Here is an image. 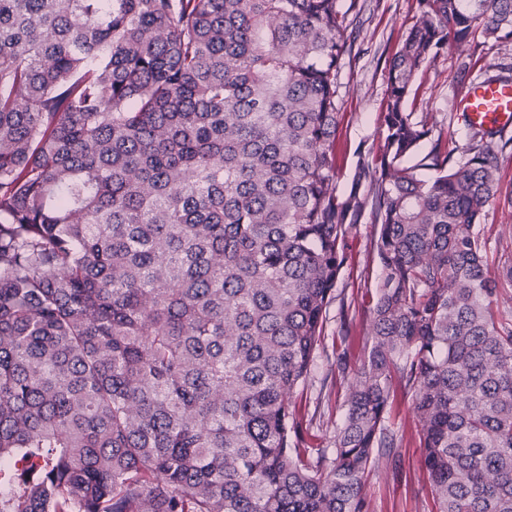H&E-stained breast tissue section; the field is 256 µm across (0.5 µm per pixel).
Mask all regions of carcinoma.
Returning <instances> with one entry per match:
<instances>
[{
  "mask_svg": "<svg viewBox=\"0 0 512 512\" xmlns=\"http://www.w3.org/2000/svg\"><path fill=\"white\" fill-rule=\"evenodd\" d=\"M415 14L340 191L338 0H0V512H369L396 378L439 512H512V258L483 224L512 136L450 150L406 109L440 55L512 43V0ZM366 213V355L314 448L292 397Z\"/></svg>",
  "mask_w": 512,
  "mask_h": 512,
  "instance_id": "carcinoma-1",
  "label": "carcinoma"
}]
</instances>
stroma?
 Masks as SVG:
<instances>
[{
  "label": "stroma",
  "instance_id": "stroma-1",
  "mask_svg": "<svg viewBox=\"0 0 512 512\" xmlns=\"http://www.w3.org/2000/svg\"><path fill=\"white\" fill-rule=\"evenodd\" d=\"M356 3L349 15L353 51L341 69V110L344 122L340 134L351 145L372 148L377 144L381 106L385 96L388 60L403 32L413 22V0H340L341 6ZM470 63L461 74L462 63ZM512 64V44L492 45L472 40L459 45L429 63L416 78V97L408 105L416 115L429 117L448 138L449 146H464L469 131L460 118L459 96L470 84L481 80L480 68ZM377 228L371 217H363L350 236V254L343 267L324 322L325 337L347 335L354 349L351 367L361 363L360 351L369 330L368 300L375 292L380 269L374 241ZM333 348L318 351L312 376L299 388V419L321 444H328L341 426L347 383L336 378ZM393 428L401 445L392 459L380 458L370 473L364 493L370 512H431L428 483L420 465V425L404 388H397L393 407Z\"/></svg>",
  "mask_w": 512,
  "mask_h": 512
}]
</instances>
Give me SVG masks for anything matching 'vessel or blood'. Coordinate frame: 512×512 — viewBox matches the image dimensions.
I'll return each instance as SVG.
<instances>
[{
	"label": "vessel or blood",
	"mask_w": 512,
	"mask_h": 512,
	"mask_svg": "<svg viewBox=\"0 0 512 512\" xmlns=\"http://www.w3.org/2000/svg\"><path fill=\"white\" fill-rule=\"evenodd\" d=\"M458 106L470 125L504 131L512 129V83L480 81L467 90Z\"/></svg>",
	"instance_id": "vessel-or-blood-1"
}]
</instances>
